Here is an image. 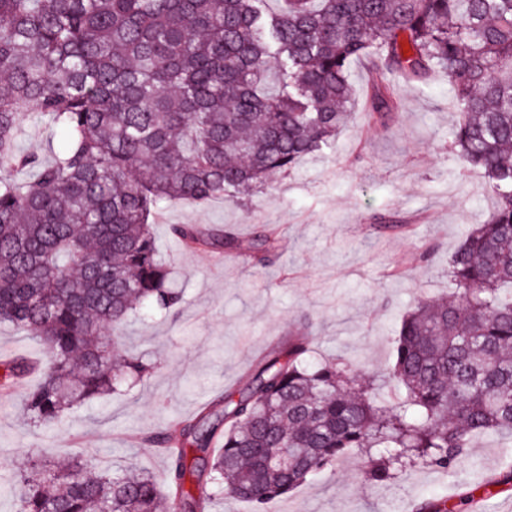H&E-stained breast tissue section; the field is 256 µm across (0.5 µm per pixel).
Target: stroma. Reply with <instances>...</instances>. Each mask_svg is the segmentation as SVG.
I'll return each instance as SVG.
<instances>
[{"label":"stroma","mask_w":512,"mask_h":512,"mask_svg":"<svg viewBox=\"0 0 512 512\" xmlns=\"http://www.w3.org/2000/svg\"><path fill=\"white\" fill-rule=\"evenodd\" d=\"M395 93L393 120L353 113L323 153L271 176L248 205L231 197L161 204L153 232L183 302L177 317L127 325L124 348L154 365L129 391L29 426L20 406L49 355L31 336L0 329V362L22 356L40 366L0 399V512H17L13 477L34 459L61 463L78 453L115 470L163 475L168 457L144 434L177 433L181 420L238 388L279 337L307 334L319 362L340 357L369 372L391 366L402 311L420 296H448L442 261L496 205L481 176L448 150L459 114L447 81L400 82ZM174 224L229 227L239 244L221 254L187 249L171 236ZM271 227L283 249L262 269L247 242ZM431 246L437 260L423 264ZM507 456L496 438L482 437L455 471L421 467L396 485L364 482L363 459L348 456L270 512H411L422 499L455 501L470 489L480 512H512V490L498 482Z\"/></svg>","instance_id":"35a3bbf8"}]
</instances>
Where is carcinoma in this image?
Masks as SVG:
<instances>
[{
    "mask_svg": "<svg viewBox=\"0 0 512 512\" xmlns=\"http://www.w3.org/2000/svg\"><path fill=\"white\" fill-rule=\"evenodd\" d=\"M261 2L0 0V326L50 355L25 399L30 424L144 376L120 347L125 325L138 308L172 315L182 301L152 215L169 201L250 196L321 152L357 109L356 60L379 82L448 78L461 114L450 151L497 207L448 257L449 297L405 312L381 380L313 363L307 339L291 337L242 388L181 421L178 442L144 436L178 445L163 483L80 455L34 462L14 476L20 512H209L225 496L267 512L347 455L393 483L420 465L455 468L478 436L512 448V0H279L270 18ZM394 106L380 92L366 112ZM32 115L62 138L49 162L18 148ZM171 232L188 248L237 242L197 224ZM280 247L269 230L251 252L267 267ZM29 370L0 366V392ZM473 496L413 512H457Z\"/></svg>",
    "mask_w": 512,
    "mask_h": 512,
    "instance_id": "obj_1",
    "label": "carcinoma"
}]
</instances>
